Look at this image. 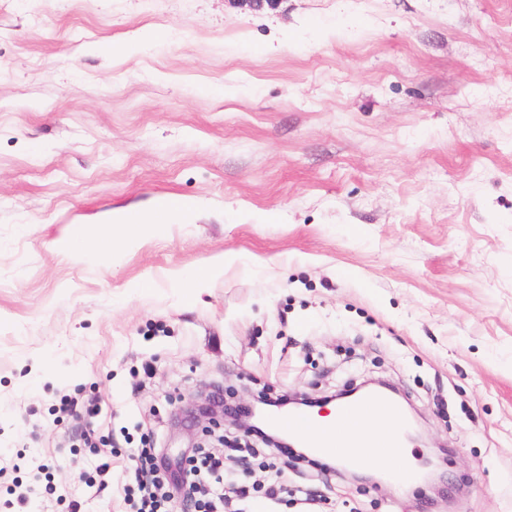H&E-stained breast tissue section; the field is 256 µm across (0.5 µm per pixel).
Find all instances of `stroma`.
<instances>
[{
    "label": "stroma",
    "mask_w": 512,
    "mask_h": 512,
    "mask_svg": "<svg viewBox=\"0 0 512 512\" xmlns=\"http://www.w3.org/2000/svg\"><path fill=\"white\" fill-rule=\"evenodd\" d=\"M162 198L123 244L113 216ZM368 377L422 417L435 485L258 442L224 468L246 512H512V0H0V499L41 456L23 512H135L141 446L210 441L176 397Z\"/></svg>",
    "instance_id": "1"
}]
</instances>
